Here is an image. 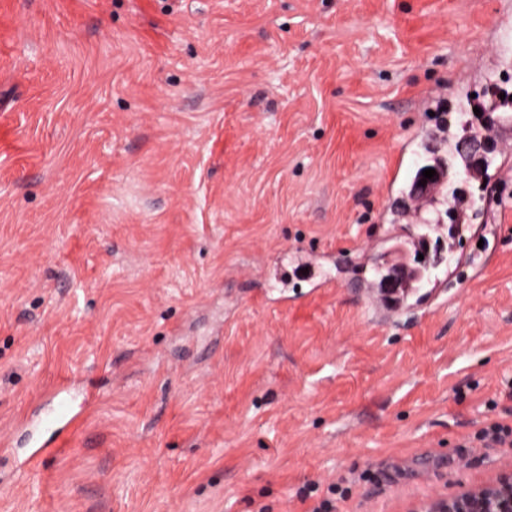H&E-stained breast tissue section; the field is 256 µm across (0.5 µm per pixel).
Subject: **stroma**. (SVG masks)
Listing matches in <instances>:
<instances>
[{
  "label": "stroma",
  "instance_id": "35a3bbf8",
  "mask_svg": "<svg viewBox=\"0 0 512 512\" xmlns=\"http://www.w3.org/2000/svg\"><path fill=\"white\" fill-rule=\"evenodd\" d=\"M496 91L512 0H0V512H419L511 468L477 436L512 423V151L455 152ZM397 263L430 276L375 305ZM70 387H65L56 392L52 398L46 403V419L43 422L44 426H49L56 421L65 420L70 416V409L72 406L73 399L67 396L59 397L61 392L69 394ZM56 399V400H55Z\"/></svg>",
  "mask_w": 512,
  "mask_h": 512
}]
</instances>
